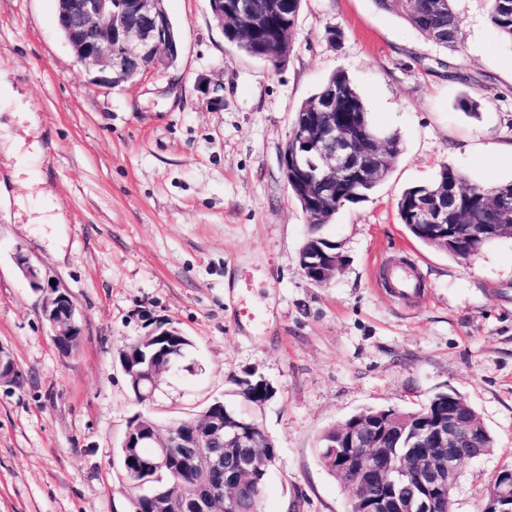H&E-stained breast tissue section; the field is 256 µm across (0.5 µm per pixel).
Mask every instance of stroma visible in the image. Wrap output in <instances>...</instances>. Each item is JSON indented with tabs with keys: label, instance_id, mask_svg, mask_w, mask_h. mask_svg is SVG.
I'll return each mask as SVG.
<instances>
[{
	"label": "stroma",
	"instance_id": "35a3bbf8",
	"mask_svg": "<svg viewBox=\"0 0 512 512\" xmlns=\"http://www.w3.org/2000/svg\"><path fill=\"white\" fill-rule=\"evenodd\" d=\"M164 7L175 64L108 88L76 63L57 0H0L11 88L0 97V346L23 375L0 386V512H133L118 462L131 418L144 411L165 429L216 398L243 406L252 375L275 389L256 410L278 452L260 512H347L321 432L441 392L462 396L494 438L460 465L452 495L453 512H480L512 467V238L457 259L411 237L396 200L445 165L490 189L512 181V46L485 0H454L456 52L373 0H302L277 67L230 50L208 0ZM340 69L402 152L367 201L323 227L344 265L318 284L299 269L307 218L280 156L301 103ZM208 85L223 106L207 105ZM18 247L78 310L70 355L15 266ZM399 260L422 280L407 299L381 278ZM160 322L192 338L197 365L165 376L144 406L119 357Z\"/></svg>",
	"mask_w": 512,
	"mask_h": 512
}]
</instances>
